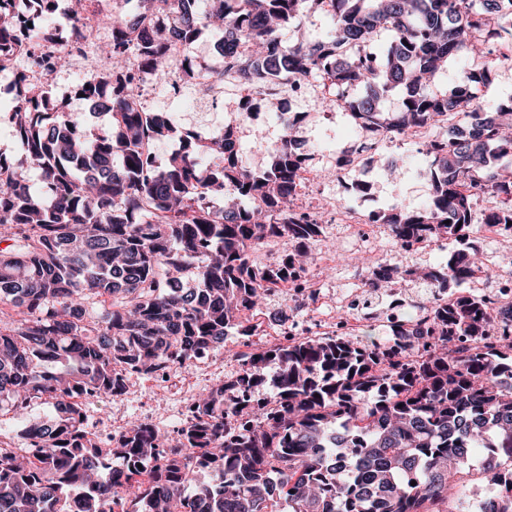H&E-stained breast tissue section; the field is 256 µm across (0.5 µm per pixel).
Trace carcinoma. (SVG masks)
Masks as SVG:
<instances>
[{"mask_svg":"<svg viewBox=\"0 0 512 512\" xmlns=\"http://www.w3.org/2000/svg\"><path fill=\"white\" fill-rule=\"evenodd\" d=\"M10 2L0 0V49L22 25L38 45L56 16L48 0H28L23 21ZM121 2L132 11L112 12L100 73L85 85L90 112L112 105L108 126L91 119L73 136L70 115L40 96L12 112L24 159L0 153V410L23 420V447L0 449V512H469L464 490L479 477L493 487L487 512H512V344L484 343L494 322L484 301L461 291L448 299L476 270L491 278L468 242L473 201L488 202L482 224L512 221V180L500 174L512 165V137L501 135L512 98L486 111L474 91L512 56H484L450 95L413 77L435 75L475 40L512 36V21L503 26L512 0H332L323 39L288 43L281 31L302 29L320 0H222L202 10L196 0ZM155 12L179 14V26L142 24ZM205 31L224 68L248 79L262 64L316 77L376 137L466 122L426 144L427 209L379 215L406 244L458 247L427 268L366 267L377 282L427 288L420 311L429 322L402 326L400 341L328 336L238 353L239 377L192 399L176 438L133 422L102 447L69 398L123 396L131 374L183 368L231 329L251 335L246 315L321 242L322 225L296 209L306 157L292 136L268 149L258 172L238 167L231 127L187 132L183 150L159 161L157 145L181 130L174 112L141 105V88L169 75L171 41L190 45ZM383 31L391 41L381 52L346 51ZM223 75L212 68L190 80L204 91ZM110 77L124 97L108 103L99 92ZM358 85L365 92L348 95ZM394 88L402 104L387 112ZM221 196L238 203L221 208ZM276 238L291 250L257 262L254 252ZM248 396L253 404L241 406ZM38 403L53 415L29 419ZM477 448L497 461L469 464ZM200 472L211 480L197 482Z\"/></svg>","mask_w":512,"mask_h":512,"instance_id":"obj_1","label":"carcinoma"}]
</instances>
